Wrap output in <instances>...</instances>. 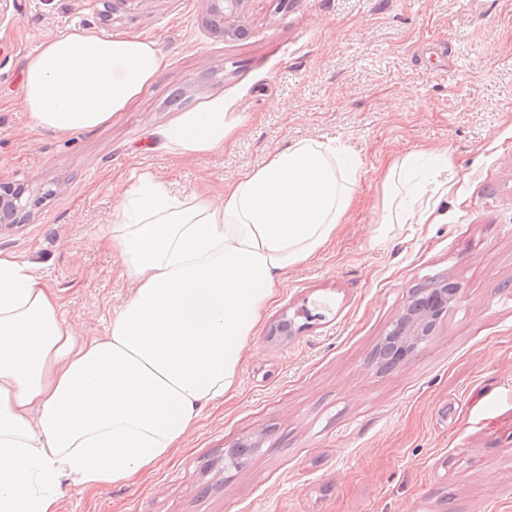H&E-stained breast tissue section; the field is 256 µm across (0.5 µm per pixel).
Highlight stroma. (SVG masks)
Returning <instances> with one entry per match:
<instances>
[{
    "instance_id": "1",
    "label": "stroma",
    "mask_w": 512,
    "mask_h": 512,
    "mask_svg": "<svg viewBox=\"0 0 512 512\" xmlns=\"http://www.w3.org/2000/svg\"><path fill=\"white\" fill-rule=\"evenodd\" d=\"M9 0L0 12V182L39 206L0 230L57 311L105 335L132 293L100 240L149 175L176 196L224 188L298 139L335 140L362 176L345 224L290 269L260 314L234 390L182 448L135 483L68 488L61 512H512V0H249L238 37L201 0ZM79 25L152 38L160 74L104 124L72 135L16 106L26 59ZM220 102L223 149L182 154L164 132ZM448 152L432 224H382L383 174L408 150ZM452 281L460 300L401 367L378 359L409 291ZM315 313L270 336L283 312ZM256 439L237 471L224 457Z\"/></svg>"
}]
</instances>
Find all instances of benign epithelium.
Instances as JSON below:
<instances>
[{
    "label": "benign epithelium",
    "mask_w": 512,
    "mask_h": 512,
    "mask_svg": "<svg viewBox=\"0 0 512 512\" xmlns=\"http://www.w3.org/2000/svg\"><path fill=\"white\" fill-rule=\"evenodd\" d=\"M204 23L214 33L227 35L235 33L241 27L246 11L247 0H203ZM34 205V201L25 196L23 185L0 183V224L10 226L17 222L23 211ZM459 287L451 289L439 285L430 289L429 295L421 291L412 293L411 301L391 332L396 346L400 347L403 357H408L429 336L433 335L441 315L448 305L456 302ZM294 319L284 314L271 328L270 335L291 337L295 335Z\"/></svg>",
    "instance_id": "benign-epithelium-1"
}]
</instances>
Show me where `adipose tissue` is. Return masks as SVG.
<instances>
[{
    "instance_id": "1",
    "label": "adipose tissue",
    "mask_w": 512,
    "mask_h": 512,
    "mask_svg": "<svg viewBox=\"0 0 512 512\" xmlns=\"http://www.w3.org/2000/svg\"><path fill=\"white\" fill-rule=\"evenodd\" d=\"M162 64L152 41L72 28L29 57L18 105L36 129L79 133ZM233 130L218 102L165 138L207 153ZM360 170L343 145L301 139L219 203L140 177L103 230L134 288L102 337L79 336L30 265L0 253V512H59L65 486L127 484L178 448L233 388L279 279L335 235ZM451 178L447 153L408 152L385 174L381 223H424L421 192Z\"/></svg>"
}]
</instances>
